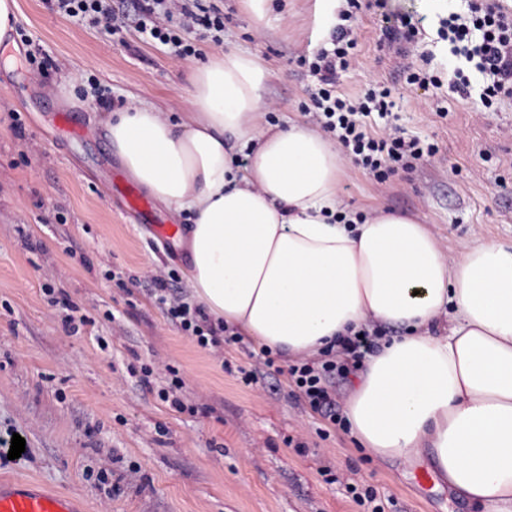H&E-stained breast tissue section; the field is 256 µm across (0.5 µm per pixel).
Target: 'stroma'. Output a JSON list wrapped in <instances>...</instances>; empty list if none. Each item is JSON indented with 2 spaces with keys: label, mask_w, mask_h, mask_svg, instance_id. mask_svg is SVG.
Wrapping results in <instances>:
<instances>
[{
  "label": "stroma",
  "mask_w": 512,
  "mask_h": 512,
  "mask_svg": "<svg viewBox=\"0 0 512 512\" xmlns=\"http://www.w3.org/2000/svg\"><path fill=\"white\" fill-rule=\"evenodd\" d=\"M16 23L54 59L48 77L18 43L0 63V435L25 439L21 457L0 463V480L31 478L75 498L83 512H361L349 488H371L385 512H483L436 474L430 454L383 460L298 401L287 374L245 385L223 360L254 365L245 341L223 356L183 336L149 296L150 275L178 272L187 291L186 248L159 237L190 214L161 204L128 210L110 176L126 178L105 129L108 112L149 101L166 116L188 109L193 61L131 32L125 41L51 12L45 0H16ZM224 10V48L266 61L263 106L274 125L310 122L313 79L301 56L325 44L336 23L317 0H265L263 20L240 0ZM460 0H362L353 22L357 60L340 84L351 94L383 83L395 123L437 145L413 169L380 180L346 164L338 187L352 212L383 207L416 216L448 257L478 241L512 242V95L496 111L445 83L449 46L438 21ZM425 20L416 55L430 57L437 87L407 84L387 19ZM96 77L105 104L78 98ZM112 277H104V270ZM76 304L91 323L61 328L43 291ZM178 370V413L140 386L128 365Z\"/></svg>",
  "instance_id": "1"
}]
</instances>
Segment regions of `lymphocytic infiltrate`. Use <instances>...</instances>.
<instances>
[{
  "label": "lymphocytic infiltrate",
  "mask_w": 512,
  "mask_h": 512,
  "mask_svg": "<svg viewBox=\"0 0 512 512\" xmlns=\"http://www.w3.org/2000/svg\"><path fill=\"white\" fill-rule=\"evenodd\" d=\"M52 11L114 36L135 29L144 39L168 47L171 55L186 60L199 53L198 42L224 41V13L211 0H47ZM329 42L308 68L314 79L311 92L313 119L357 166L374 176L413 168L415 161L434 153L433 144L405 137L393 126L387 91L375 90L352 99L339 88V76L348 69L355 42L349 22L358 0H346ZM439 34L451 45L454 57L473 63L484 75L480 92L484 106H492L502 90L512 87V10L500 0H468L464 13L452 12L440 22ZM174 273L153 277L151 295L167 320L199 348L214 352L239 344L240 335L214 321L202 307L173 293ZM372 330L351 336L341 351L288 367L297 396L310 409L339 424L328 383L347 375L374 346Z\"/></svg>",
  "instance_id": "f902f5d3"
}]
</instances>
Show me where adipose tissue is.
<instances>
[{
	"mask_svg": "<svg viewBox=\"0 0 512 512\" xmlns=\"http://www.w3.org/2000/svg\"><path fill=\"white\" fill-rule=\"evenodd\" d=\"M267 74L219 50L191 71L180 121L145 102L106 120L131 178L192 216V301L287 359L398 328L352 379V435L386 459L431 452L457 494L512 512V244L451 260L412 215L335 220L341 153L310 126L265 121Z\"/></svg>",
	"mask_w": 512,
	"mask_h": 512,
	"instance_id": "ef3b65f1",
	"label": "adipose tissue"
}]
</instances>
